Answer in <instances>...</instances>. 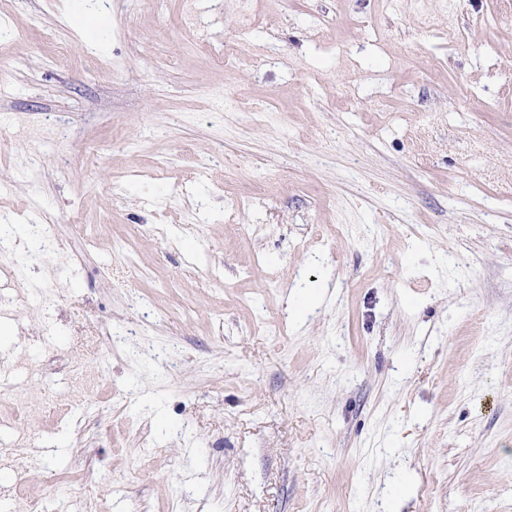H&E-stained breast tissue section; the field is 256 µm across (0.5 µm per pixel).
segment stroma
I'll return each instance as SVG.
<instances>
[{
  "instance_id": "35a3bbf8",
  "label": "stroma",
  "mask_w": 512,
  "mask_h": 512,
  "mask_svg": "<svg viewBox=\"0 0 512 512\" xmlns=\"http://www.w3.org/2000/svg\"><path fill=\"white\" fill-rule=\"evenodd\" d=\"M1 225L0 512H512V0H0Z\"/></svg>"
}]
</instances>
